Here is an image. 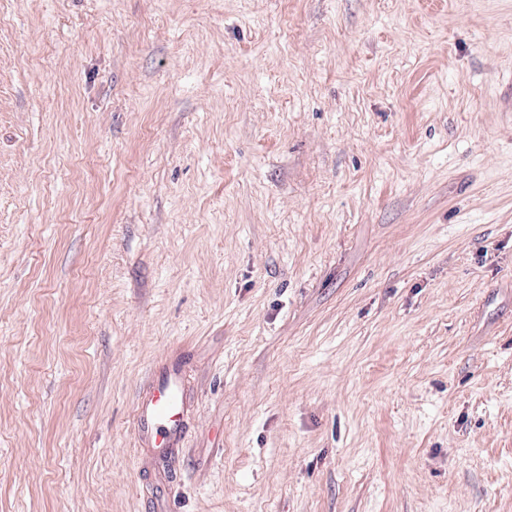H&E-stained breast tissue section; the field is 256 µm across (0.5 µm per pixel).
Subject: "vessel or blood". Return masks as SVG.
Listing matches in <instances>:
<instances>
[{
  "mask_svg": "<svg viewBox=\"0 0 512 512\" xmlns=\"http://www.w3.org/2000/svg\"><path fill=\"white\" fill-rule=\"evenodd\" d=\"M183 395L175 376H167L159 382L154 393L138 401L136 422L141 431L156 430L161 442L179 438L178 415Z\"/></svg>",
  "mask_w": 512,
  "mask_h": 512,
  "instance_id": "b4317fda",
  "label": "vessel or blood"
}]
</instances>
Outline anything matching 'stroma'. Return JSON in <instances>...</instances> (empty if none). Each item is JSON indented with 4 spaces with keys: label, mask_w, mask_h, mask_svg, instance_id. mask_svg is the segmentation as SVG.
<instances>
[{
    "label": "stroma",
    "mask_w": 512,
    "mask_h": 512,
    "mask_svg": "<svg viewBox=\"0 0 512 512\" xmlns=\"http://www.w3.org/2000/svg\"><path fill=\"white\" fill-rule=\"evenodd\" d=\"M0 512H512V0H0ZM183 404V395L174 375H169L158 383L157 389L147 398L138 401L136 406V422L138 428L148 433L156 429L160 441L159 448L172 439H178V415Z\"/></svg>",
    "instance_id": "stroma-1"
}]
</instances>
